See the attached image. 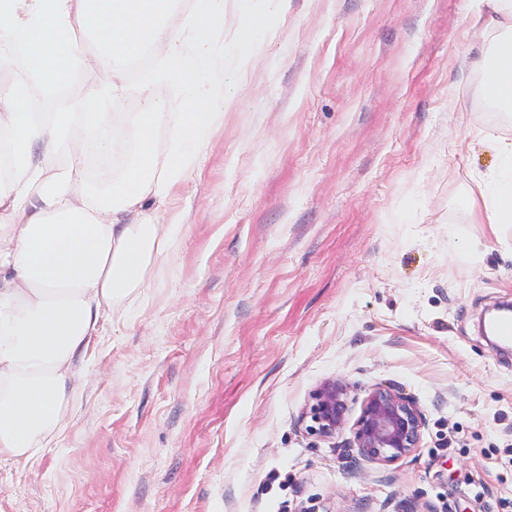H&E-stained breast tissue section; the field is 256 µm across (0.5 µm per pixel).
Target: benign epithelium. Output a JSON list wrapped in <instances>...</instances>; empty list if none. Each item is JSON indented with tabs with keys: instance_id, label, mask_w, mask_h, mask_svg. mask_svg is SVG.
<instances>
[{
	"instance_id": "obj_1",
	"label": "benign epithelium",
	"mask_w": 512,
	"mask_h": 512,
	"mask_svg": "<svg viewBox=\"0 0 512 512\" xmlns=\"http://www.w3.org/2000/svg\"><path fill=\"white\" fill-rule=\"evenodd\" d=\"M349 384L328 380L311 394L302 412L309 434L323 440L348 430L347 448L370 463L393 465L420 448L425 418L417 401L383 385L375 386L362 400L356 420L350 419Z\"/></svg>"
}]
</instances>
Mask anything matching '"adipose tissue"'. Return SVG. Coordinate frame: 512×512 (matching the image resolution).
Here are the masks:
<instances>
[{
    "label": "adipose tissue",
    "mask_w": 512,
    "mask_h": 512,
    "mask_svg": "<svg viewBox=\"0 0 512 512\" xmlns=\"http://www.w3.org/2000/svg\"><path fill=\"white\" fill-rule=\"evenodd\" d=\"M503 34L482 65L487 97L512 105V0H488ZM225 0H0V461L32 460L66 432L76 365L112 323L114 300L139 287L176 227L156 213L198 165L224 109V60L250 65L252 35L224 41ZM153 60L144 111L120 101L127 65ZM93 91L82 112H47L66 75ZM176 81L186 108L164 111L157 84ZM478 184L487 224L512 223V141ZM120 157L111 183L90 182Z\"/></svg>",
    "instance_id": "ef3b65f1"
}]
</instances>
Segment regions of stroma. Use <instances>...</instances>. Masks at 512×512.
<instances>
[{
  "instance_id": "obj_1",
  "label": "stroma",
  "mask_w": 512,
  "mask_h": 512,
  "mask_svg": "<svg viewBox=\"0 0 512 512\" xmlns=\"http://www.w3.org/2000/svg\"><path fill=\"white\" fill-rule=\"evenodd\" d=\"M247 70L174 191L181 227L78 363L68 430L0 463V512H512V224L470 198L512 122L480 112L499 39L482 0L256 4ZM339 379L359 415L413 397L421 446L386 467L299 418Z\"/></svg>"
}]
</instances>
